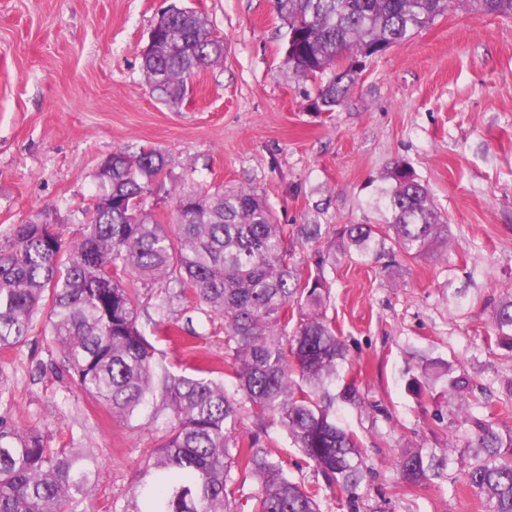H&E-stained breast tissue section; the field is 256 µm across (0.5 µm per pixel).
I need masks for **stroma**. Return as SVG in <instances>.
<instances>
[{
	"mask_svg": "<svg viewBox=\"0 0 512 512\" xmlns=\"http://www.w3.org/2000/svg\"><path fill=\"white\" fill-rule=\"evenodd\" d=\"M207 17L224 59L161 97L141 54L170 5ZM287 28L274 0H0V243L41 209L57 210L63 241L79 238L99 162L123 147H154L173 176L263 191L277 223L323 225L294 245L314 268L346 224H378L395 163L410 164L448 219V247L428 259L340 256L325 264L327 316L348 348V376L365 405H338L370 469L356 498L270 429L287 477L318 491L320 512H483L451 457L444 478L415 487L396 475L403 448H440L465 428L443 390L410 387L423 361L442 358L498 390L512 354L485 347L494 301L512 288V17L454 7L406 42L368 59L347 100L314 109L316 86L284 66ZM159 286L139 287V324L174 372L199 365L226 391L224 322L193 294L174 302L170 330L154 320ZM0 419L47 432L54 448L102 453L94 512H112L166 433L164 419L125 424L83 392L35 325L0 350Z\"/></svg>",
	"mask_w": 512,
	"mask_h": 512,
	"instance_id": "obj_1",
	"label": "stroma"
}]
</instances>
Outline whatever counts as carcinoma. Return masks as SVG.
Masks as SVG:
<instances>
[{
  "mask_svg": "<svg viewBox=\"0 0 512 512\" xmlns=\"http://www.w3.org/2000/svg\"><path fill=\"white\" fill-rule=\"evenodd\" d=\"M462 5L477 17L512 15V0H275L292 45L285 65L319 80L316 107L332 112L358 79L349 62L375 46L408 40ZM224 46L198 11L172 12L142 54L143 71L163 95L178 99L188 79L222 61ZM170 166L156 148H120L98 166L81 236L67 244L41 210L15 226L0 245V349L22 342L42 312L44 324L79 387L103 401L112 418L167 415L161 443L139 468L128 496L112 512H234L237 476L258 485L253 512H320L317 494L292 482L266 441L284 431L292 447L330 488L351 496L365 478L359 438L336 415V404L360 408L359 385L346 377L348 350L326 315L330 284L324 262L307 272L290 261L288 225L277 224L254 187L199 184L190 172L171 182L172 224L152 212L158 179ZM386 224H347L337 248L360 258H430L448 247V220L404 162L390 172ZM297 238H323L322 225L302 224ZM160 284L161 326L173 300L191 289L206 316L224 318V354L235 395L206 377L172 372L138 326L137 284ZM300 321L288 328V308ZM484 344L512 352V290L491 310ZM445 392L466 407L461 444L425 451L403 448L393 462L401 479L422 485L442 476L450 455L472 460L466 483L484 512H512V429L499 415L512 409V378L495 395L465 369L434 358L411 385ZM479 390L481 398L469 396ZM482 409L476 414L470 404ZM257 430L237 436L241 409ZM100 455L92 448L52 449L37 429L0 420V512H93Z\"/></svg>",
  "mask_w": 512,
  "mask_h": 512,
  "instance_id": "1",
  "label": "carcinoma"
}]
</instances>
